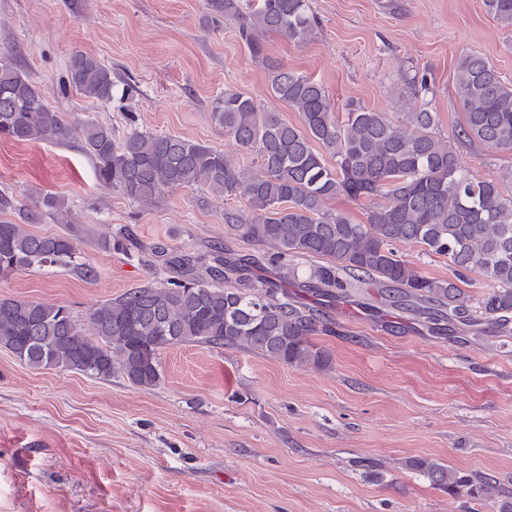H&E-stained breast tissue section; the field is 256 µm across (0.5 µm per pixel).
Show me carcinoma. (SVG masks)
<instances>
[{
  "label": "carcinoma",
  "mask_w": 512,
  "mask_h": 512,
  "mask_svg": "<svg viewBox=\"0 0 512 512\" xmlns=\"http://www.w3.org/2000/svg\"><path fill=\"white\" fill-rule=\"evenodd\" d=\"M208 25L238 22L250 54L267 60L263 36L279 33L296 43L315 34L317 18L308 0H258L245 13L240 0H207ZM489 14L512 28V0H484ZM273 94L301 116L293 125L259 110L254 100L226 90L212 103L215 121L246 151L260 158L255 169L237 168L224 152L170 135L131 130L123 140L90 117L70 120L52 109L26 74L0 55V138L58 143L71 138L94 163L98 178L128 199L150 203L181 187L203 185L226 197L248 200L252 216L224 212V223L247 240L269 245V260L286 278L296 277L295 258H328L310 269L319 296L334 302L374 282L390 305L424 319L431 333L465 326L478 333L481 317L512 330V195L493 179H476L433 129L429 108L434 86L407 73L404 81L422 100L403 123L383 112L351 106L334 117L322 84L272 62ZM69 87L98 103L114 98L118 80L96 56L74 52L67 67ZM456 93L466 122L456 137L497 152L512 153V87L503 84L491 61L468 53L456 65ZM321 144L335 160L326 164ZM344 196L368 205L367 223L324 209ZM0 277L18 269L47 270L73 264L76 231L70 210L53 195L30 203L0 194ZM68 231L41 235L28 225L45 219ZM418 243L424 253L448 258L454 277L430 278L400 259L393 245ZM153 259L178 271L167 287L146 285L92 309L87 321L62 303L0 298V346L33 369L62 368L99 379L120 376L152 388L161 382L160 354L186 344L241 348L295 366L327 363L309 336L330 320L288 301L278 285L256 284L249 264L229 248L208 260L174 254L158 241ZM479 270L491 291L472 309L455 277ZM405 466L424 472L450 494L474 498L491 492V478L467 474L436 460L410 458Z\"/></svg>",
  "instance_id": "cac0c4a2"
}]
</instances>
